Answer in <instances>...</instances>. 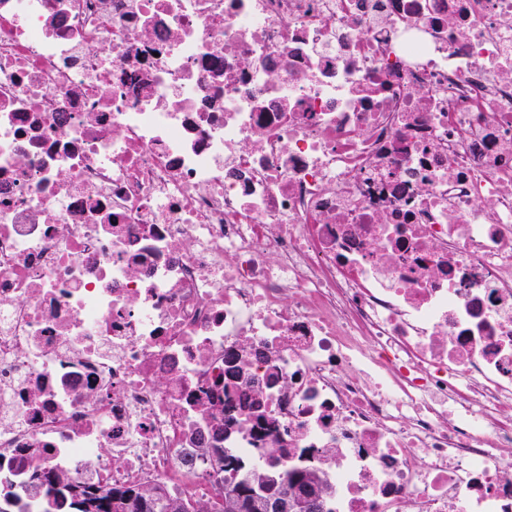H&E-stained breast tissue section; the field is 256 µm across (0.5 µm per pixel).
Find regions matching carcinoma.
I'll return each mask as SVG.
<instances>
[{
  "label": "carcinoma",
  "instance_id": "1",
  "mask_svg": "<svg viewBox=\"0 0 512 512\" xmlns=\"http://www.w3.org/2000/svg\"><path fill=\"white\" fill-rule=\"evenodd\" d=\"M246 484L262 488L266 500L315 492L323 500L325 512H334L329 487L317 472L310 470L256 471L239 479L230 476L224 480L227 492L219 503L203 498L185 500L156 485L130 488L109 483L75 484L51 471L35 473L31 491L40 499L41 512H60L64 505L66 512H243L238 498L230 495L229 489Z\"/></svg>",
  "mask_w": 512,
  "mask_h": 512
}]
</instances>
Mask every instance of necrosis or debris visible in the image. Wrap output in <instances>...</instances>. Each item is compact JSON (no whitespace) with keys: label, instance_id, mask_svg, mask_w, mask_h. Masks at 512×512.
Listing matches in <instances>:
<instances>
[{"label":"necrosis or debris","instance_id":"obj_1","mask_svg":"<svg viewBox=\"0 0 512 512\" xmlns=\"http://www.w3.org/2000/svg\"><path fill=\"white\" fill-rule=\"evenodd\" d=\"M214 443L512 512V0H0V492Z\"/></svg>","mask_w":512,"mask_h":512}]
</instances>
